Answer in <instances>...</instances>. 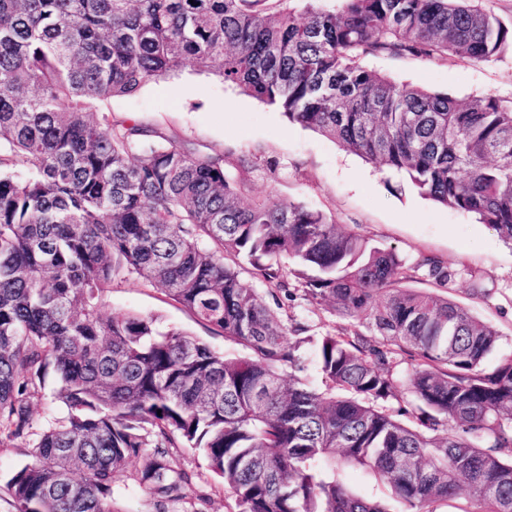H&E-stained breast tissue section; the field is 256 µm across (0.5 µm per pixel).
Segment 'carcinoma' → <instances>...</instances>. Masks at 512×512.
Instances as JSON below:
<instances>
[{
    "mask_svg": "<svg viewBox=\"0 0 512 512\" xmlns=\"http://www.w3.org/2000/svg\"><path fill=\"white\" fill-rule=\"evenodd\" d=\"M294 2L0 0V448L31 457L6 483L16 512H115L128 481L165 512L194 478L182 447L232 512H389L349 491L346 466L405 512H512V355L485 369L499 332L405 287L420 269L436 288L454 272L408 266L299 202H246L223 156L92 112L190 64L512 244V104L363 63H490L512 26L479 0ZM131 276L247 355L104 313ZM300 291L347 323L320 336L279 323ZM307 344L320 387L301 376ZM50 367L62 411L37 429L30 398Z\"/></svg>",
    "mask_w": 512,
    "mask_h": 512,
    "instance_id": "cac0c4a2",
    "label": "carcinoma"
}]
</instances>
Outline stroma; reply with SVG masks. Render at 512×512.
<instances>
[{"label":"stroma","instance_id":"obj_1","mask_svg":"<svg viewBox=\"0 0 512 512\" xmlns=\"http://www.w3.org/2000/svg\"><path fill=\"white\" fill-rule=\"evenodd\" d=\"M364 63L396 82L459 99L492 94L512 100V52L491 63L386 54L368 56ZM96 109L109 113L113 121L135 122L174 142L190 143L200 153L223 155L224 168L243 184L245 199L294 200L317 208L373 245L395 249L411 266L425 256L437 258L456 273L448 297L468 306L500 334L485 367L493 368L512 354V245L486 225L412 189L399 188L396 178L378 166L288 123L279 110L189 65L132 94L104 99ZM244 155L253 161L245 172L238 166ZM102 306L107 312L153 316L160 329L181 328L218 351L228 347L223 336L209 332L193 313L134 277L115 283ZM277 317L285 325L306 323L315 336L341 323L333 310L300 298ZM175 454L182 468L196 474L186 495L198 512H227L218 481L198 453L179 448Z\"/></svg>","mask_w":512,"mask_h":512}]
</instances>
